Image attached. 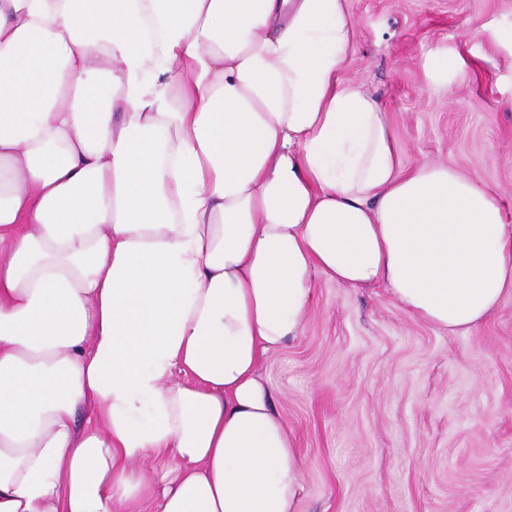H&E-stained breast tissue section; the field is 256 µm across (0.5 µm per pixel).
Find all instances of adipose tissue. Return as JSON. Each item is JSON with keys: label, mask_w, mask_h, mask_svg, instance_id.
Here are the masks:
<instances>
[{"label": "adipose tissue", "mask_w": 512, "mask_h": 512, "mask_svg": "<svg viewBox=\"0 0 512 512\" xmlns=\"http://www.w3.org/2000/svg\"><path fill=\"white\" fill-rule=\"evenodd\" d=\"M354 53L348 0H0V512H297L260 366L315 274L454 333L512 294Z\"/></svg>", "instance_id": "obj_1"}]
</instances>
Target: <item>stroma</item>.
Segmentation results:
<instances>
[{
    "label": "stroma",
    "instance_id": "1",
    "mask_svg": "<svg viewBox=\"0 0 512 512\" xmlns=\"http://www.w3.org/2000/svg\"><path fill=\"white\" fill-rule=\"evenodd\" d=\"M345 82L388 113L404 169L490 183L512 218V0H349ZM262 373L304 459L297 512H512V295L451 333L387 288L314 277Z\"/></svg>",
    "mask_w": 512,
    "mask_h": 512
}]
</instances>
